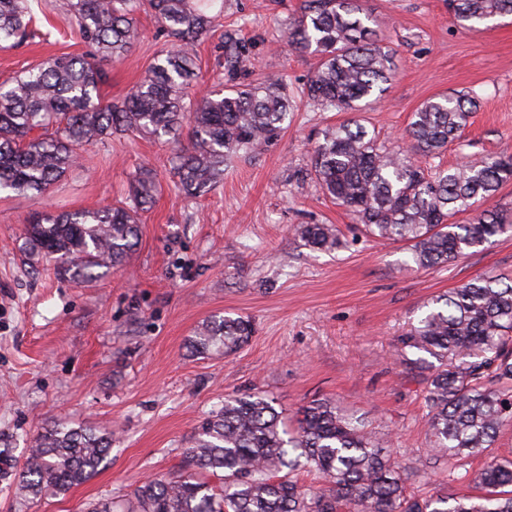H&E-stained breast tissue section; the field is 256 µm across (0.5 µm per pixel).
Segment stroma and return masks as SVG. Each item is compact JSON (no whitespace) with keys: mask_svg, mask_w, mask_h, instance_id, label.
<instances>
[{"mask_svg":"<svg viewBox=\"0 0 512 512\" xmlns=\"http://www.w3.org/2000/svg\"><path fill=\"white\" fill-rule=\"evenodd\" d=\"M300 0H224V17L195 45L196 92L227 80L224 33L248 47L257 74L285 76L295 113L264 154L226 169L207 195L174 189L170 137L113 136L97 143L43 200L0 192V452L24 461L37 433L58 421L111 432L112 448L85 483L57 497L21 496L0 480V512H86L128 498L146 478L178 472L195 427L225 395L259 389L283 416L315 398L335 400L387 435L412 493L466 492L449 473L478 469L484 456L439 458L417 469L430 444L424 385L400 356L399 336L432 297L483 275L512 276V236L472 249L444 268L420 270L408 244L361 234L351 215L310 175L325 129L347 120L299 92L316 59L286 44ZM28 41L0 48V82L51 55L84 50L67 0H29ZM396 54L383 103L359 119L387 147L427 99L458 91L478 97L460 141L437 159L447 168L512 153V17L462 28L445 0H366ZM141 39L120 61L103 62L104 97L136 82L169 41L151 13L137 16ZM162 191L141 216L128 270L77 285L43 262L28 263L30 215L97 209L124 199L140 166ZM302 224H334L342 246L313 251ZM251 318L255 334L234 354L192 352L190 339L216 315Z\"/></svg>","mask_w":512,"mask_h":512,"instance_id":"1","label":"stroma"}]
</instances>
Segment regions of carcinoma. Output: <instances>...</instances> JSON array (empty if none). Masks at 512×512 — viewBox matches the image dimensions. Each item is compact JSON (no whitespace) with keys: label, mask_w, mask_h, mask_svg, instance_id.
<instances>
[{"label":"carcinoma","mask_w":512,"mask_h":512,"mask_svg":"<svg viewBox=\"0 0 512 512\" xmlns=\"http://www.w3.org/2000/svg\"><path fill=\"white\" fill-rule=\"evenodd\" d=\"M149 8L174 48L121 98L105 99L101 62L122 59L140 39L139 12ZM457 21L484 24L512 15V0H448ZM224 10L223 0H70L82 55H60L0 85V190L38 198L75 167L82 153L114 132L170 136L187 144L173 158L174 188L207 194L235 159L271 146L288 123L285 79L265 75L246 84L191 93L198 78L194 46ZM35 16L27 0H0V46L27 38ZM363 0H301L288 46L317 56L303 95L322 110L361 112L380 100L394 77L393 55L381 43ZM230 77L255 68L245 44L228 34ZM477 99L440 95L412 113L408 148L392 152L357 119L327 129L314 149L311 174L322 193L348 210L367 236L410 243L422 269L445 267L468 251L512 236V222L478 204L512 181V155L428 171L418 157L435 156L459 140ZM161 190L154 171L140 168L130 203L93 210L37 211L24 227L28 258L54 262L58 277L90 283L126 266L139 242V211ZM472 211L461 223L455 217ZM304 245L331 252L339 229L305 224ZM403 334L401 356L423 377L433 437L421 470L446 456L463 459L493 446L512 425V284L470 280L426 305ZM255 333L243 316L213 317L190 341L196 353L229 355ZM417 358L406 357V350ZM384 438L329 399H314L289 429L263 392L229 396L197 427L184 451L185 469L152 477L131 498L92 512H512V459L491 458L458 477L461 495L418 499L408 492ZM112 434L54 424L33 438L22 465L0 454V478L15 476L34 495H63L94 473ZM315 472L317 488L293 480ZM221 480L218 486L208 477Z\"/></svg>","instance_id":"obj_1"}]
</instances>
